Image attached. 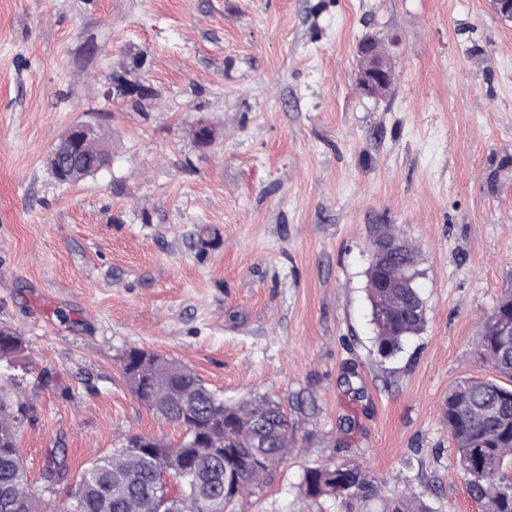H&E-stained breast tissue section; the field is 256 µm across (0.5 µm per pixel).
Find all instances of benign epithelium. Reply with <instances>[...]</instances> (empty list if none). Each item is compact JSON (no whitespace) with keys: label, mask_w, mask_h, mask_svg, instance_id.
<instances>
[{"label":"benign epithelium","mask_w":512,"mask_h":512,"mask_svg":"<svg viewBox=\"0 0 512 512\" xmlns=\"http://www.w3.org/2000/svg\"><path fill=\"white\" fill-rule=\"evenodd\" d=\"M361 60L358 74L360 88L370 97L385 95L391 84V64L376 45L366 43L360 50ZM89 147L96 149L92 170L99 172L111 160L110 152L98 136L95 126L78 124L71 127L53 148L54 171L58 181L70 183L78 177V167Z\"/></svg>","instance_id":"1"}]
</instances>
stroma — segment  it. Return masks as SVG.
Wrapping results in <instances>:
<instances>
[{"instance_id":"obj_1","label":"stroma","mask_w":512,"mask_h":512,"mask_svg":"<svg viewBox=\"0 0 512 512\" xmlns=\"http://www.w3.org/2000/svg\"><path fill=\"white\" fill-rule=\"evenodd\" d=\"M366 41L392 66L379 98L358 86ZM101 112L111 165L60 183L52 149ZM380 226L415 249L427 318L390 360L367 299ZM510 296L512 22L493 0H0V328L26 346L0 382L20 385L18 447L57 512L127 437L182 436L125 383L134 346L308 431L228 512L405 494L482 512L444 402L493 377L478 339ZM55 448L69 473L48 489ZM348 460L374 496H305L306 466Z\"/></svg>"}]
</instances>
